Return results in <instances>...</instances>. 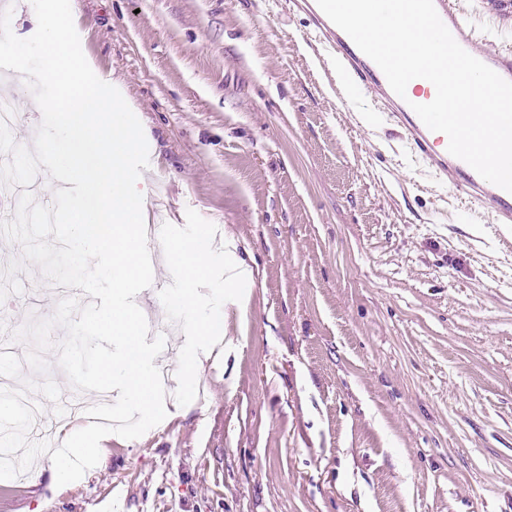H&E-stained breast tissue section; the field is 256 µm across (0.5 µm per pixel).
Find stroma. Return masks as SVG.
<instances>
[{
  "label": "stroma",
  "instance_id": "obj_1",
  "mask_svg": "<svg viewBox=\"0 0 512 512\" xmlns=\"http://www.w3.org/2000/svg\"><path fill=\"white\" fill-rule=\"evenodd\" d=\"M284 0H71L84 55L140 111L149 251L208 228L227 346L191 386L169 265L136 300L172 418L75 485L45 456L0 512H512V252L344 91ZM232 240L233 253L224 250ZM0 311L51 318L41 269Z\"/></svg>",
  "mask_w": 512,
  "mask_h": 512
}]
</instances>
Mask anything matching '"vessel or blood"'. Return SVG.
I'll use <instances>...</instances> for the list:
<instances>
[{
	"instance_id": "b4317fda",
	"label": "vessel or blood",
	"mask_w": 512,
	"mask_h": 512,
	"mask_svg": "<svg viewBox=\"0 0 512 512\" xmlns=\"http://www.w3.org/2000/svg\"><path fill=\"white\" fill-rule=\"evenodd\" d=\"M443 23L456 41L503 79L512 81V47L482 48V35L457 0H434ZM292 12L306 13L313 24L311 41L338 66L350 87L368 93L381 118L395 127L399 142L425 173L440 182H452L468 203L482 208L503 246L512 245V193L484 180L473 168L448 151L444 133L428 129L409 104L393 92L377 66L320 9L317 0H288Z\"/></svg>"
}]
</instances>
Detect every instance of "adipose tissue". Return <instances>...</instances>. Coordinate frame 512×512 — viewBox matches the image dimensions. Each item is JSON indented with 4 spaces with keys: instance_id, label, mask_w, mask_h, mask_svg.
Segmentation results:
<instances>
[{
    "instance_id": "adipose-tissue-1",
    "label": "adipose tissue",
    "mask_w": 512,
    "mask_h": 512,
    "mask_svg": "<svg viewBox=\"0 0 512 512\" xmlns=\"http://www.w3.org/2000/svg\"><path fill=\"white\" fill-rule=\"evenodd\" d=\"M205 230H198L196 237L187 240H170L168 257L179 276V287L172 293L173 301L185 314L190 327V338L180 356V367L185 383H192L209 358V347L218 333V319L199 293L200 284L213 277L214 257L197 245L205 237ZM69 447L62 456L53 458L50 466L58 485L65 486L74 479L71 460L75 457H91L99 452L100 435L90 428L79 426L65 434Z\"/></svg>"
}]
</instances>
